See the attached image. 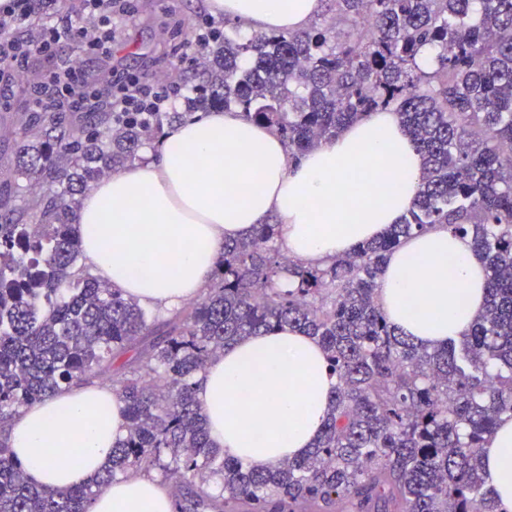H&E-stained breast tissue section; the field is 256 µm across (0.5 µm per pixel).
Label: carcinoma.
<instances>
[{"instance_id": "cac0c4a2", "label": "carcinoma", "mask_w": 512, "mask_h": 512, "mask_svg": "<svg viewBox=\"0 0 512 512\" xmlns=\"http://www.w3.org/2000/svg\"><path fill=\"white\" fill-rule=\"evenodd\" d=\"M326 2L302 30L224 34L205 68H186L184 112L117 121L98 107L79 128L62 107L28 114L17 175L37 192L0 213V422L108 374L125 433L102 472L62 494L0 436V512H88L102 489L155 469L175 484V512H335L342 500L348 512H498L480 450L512 418V0ZM221 107L268 125L293 161L393 111L422 181L402 223L323 267L286 256L280 224L258 225L224 243L199 302L163 317L78 265L76 195ZM435 227L470 238L487 294L466 334L428 348L386 319L375 290L387 255ZM285 326L320 343L336 386L313 448L255 468L212 441L199 375L237 340ZM129 351L137 367L115 363Z\"/></svg>"}]
</instances>
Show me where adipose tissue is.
<instances>
[{
    "instance_id": "obj_1",
    "label": "adipose tissue",
    "mask_w": 512,
    "mask_h": 512,
    "mask_svg": "<svg viewBox=\"0 0 512 512\" xmlns=\"http://www.w3.org/2000/svg\"><path fill=\"white\" fill-rule=\"evenodd\" d=\"M254 32L297 30L320 0H210ZM422 165L395 112H372L290 162L282 140L239 110L174 126L159 154L109 174L76 214L97 276L161 309L197 298L225 242L277 216L289 257L323 263L382 236L411 208ZM486 270L470 241L435 227L390 253L375 291L390 323L427 347L463 336L485 302ZM336 379L321 345L298 329L250 336L209 362L197 389L225 455L264 467L303 456L321 433ZM111 390L64 389L10 425L15 458L44 488L66 492L106 465L124 428ZM483 467L499 512H512V418L487 437ZM158 479L138 474L90 512H172Z\"/></svg>"
}]
</instances>
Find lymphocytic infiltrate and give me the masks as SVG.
Returning <instances> with one entry per match:
<instances>
[{
    "label": "lymphocytic infiltrate",
    "mask_w": 512,
    "mask_h": 512,
    "mask_svg": "<svg viewBox=\"0 0 512 512\" xmlns=\"http://www.w3.org/2000/svg\"><path fill=\"white\" fill-rule=\"evenodd\" d=\"M53 0H12L0 7V65L22 66L29 60L55 62L34 92L35 105L63 100L73 110L91 98L103 95L113 112H163L178 98L186 97L183 87L170 88L152 74L114 72L112 40L128 17L126 0H83L86 26L73 28L67 21H49ZM44 16L36 29H29L31 17ZM77 38L85 53L98 56L102 70L88 79L80 60L63 56L62 45Z\"/></svg>",
    "instance_id": "obj_1"
}]
</instances>
